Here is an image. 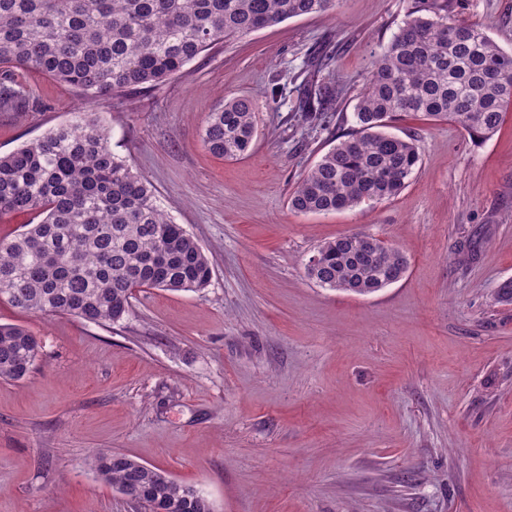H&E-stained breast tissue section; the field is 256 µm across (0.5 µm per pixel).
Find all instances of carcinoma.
<instances>
[{
    "instance_id": "obj_1",
    "label": "carcinoma",
    "mask_w": 512,
    "mask_h": 512,
    "mask_svg": "<svg viewBox=\"0 0 512 512\" xmlns=\"http://www.w3.org/2000/svg\"><path fill=\"white\" fill-rule=\"evenodd\" d=\"M336 0H0V67L30 68L90 98H118L161 86L224 41L290 18L325 12ZM328 83L307 91L302 112L315 121L332 108ZM18 86L0 81V107L22 108ZM512 104V52L483 25L455 18L448 0H414L386 49L372 62L355 105L357 130L306 172L289 203L329 214L381 202L419 168L413 139L386 131L401 112L452 120L469 136L491 137ZM254 106L224 99L202 131L204 147L239 158L256 136ZM23 212L37 223L0 239V302L89 323L127 318L138 288L199 291L212 263L165 213L152 187L112 151L104 125L78 114L0 156V217ZM307 277L358 295L401 280L407 255L381 243L361 253L357 234L317 247ZM39 342L23 326L0 325V379L25 377ZM91 469L145 512H212L207 498L165 471L122 453L94 454Z\"/></svg>"
}]
</instances>
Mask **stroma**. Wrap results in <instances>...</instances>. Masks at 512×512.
<instances>
[{"label":"stroma","mask_w":512,"mask_h":512,"mask_svg":"<svg viewBox=\"0 0 512 512\" xmlns=\"http://www.w3.org/2000/svg\"><path fill=\"white\" fill-rule=\"evenodd\" d=\"M411 0H338L213 47L164 85L91 99L0 68L25 107L0 109V155L93 112L114 153L212 261L198 292L138 289L115 325L0 303L39 354L0 380V512H142L89 467L112 450L199 490L213 512H512V106L487 140L399 116L420 168L398 195L301 214L289 195L356 128L375 54ZM512 51V0H450ZM340 94L303 122L311 54ZM279 97H272V88ZM249 98L253 149L202 145L209 112ZM401 248L402 280L366 295L320 287L305 265L352 233Z\"/></svg>","instance_id":"stroma-1"}]
</instances>
